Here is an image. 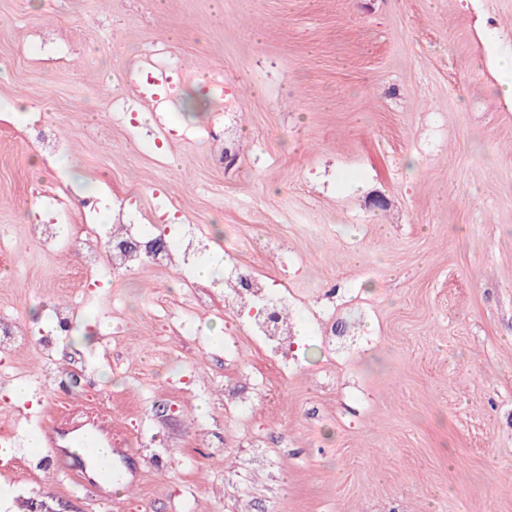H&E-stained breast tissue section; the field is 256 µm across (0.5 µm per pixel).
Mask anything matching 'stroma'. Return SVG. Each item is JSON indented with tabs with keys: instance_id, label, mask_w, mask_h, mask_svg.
<instances>
[{
	"instance_id": "1",
	"label": "stroma",
	"mask_w": 512,
	"mask_h": 512,
	"mask_svg": "<svg viewBox=\"0 0 512 512\" xmlns=\"http://www.w3.org/2000/svg\"><path fill=\"white\" fill-rule=\"evenodd\" d=\"M150 49L180 92L160 118L135 100L130 130L112 99ZM510 55L512 0H0V319L28 330L0 375L35 396L0 388V512H103L27 440L57 401L81 426L106 398L113 440L140 444L119 512H512ZM35 119L64 156L15 134ZM83 181L98 224L131 193L144 232L202 229L212 277L287 282V366L175 270L108 275L81 306L78 258L40 254L28 216ZM76 304L44 353L46 315ZM231 125L220 121L217 127L210 131V137L216 142V150L213 153V161L216 165L224 166V157L231 156L236 148L235 139L231 132Z\"/></svg>"
}]
</instances>
